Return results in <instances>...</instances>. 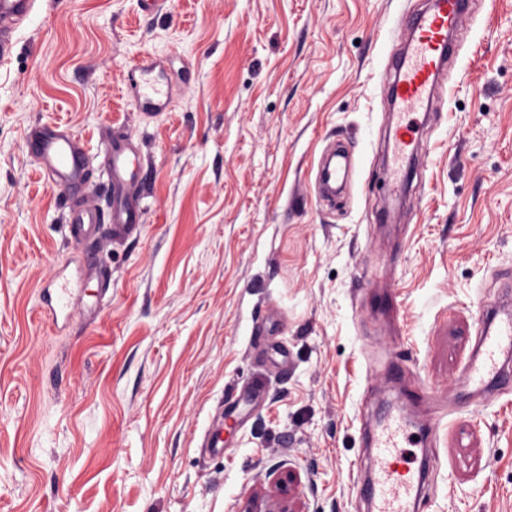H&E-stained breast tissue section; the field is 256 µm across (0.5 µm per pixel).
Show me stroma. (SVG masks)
<instances>
[{
	"label": "stroma",
	"mask_w": 512,
	"mask_h": 512,
	"mask_svg": "<svg viewBox=\"0 0 512 512\" xmlns=\"http://www.w3.org/2000/svg\"><path fill=\"white\" fill-rule=\"evenodd\" d=\"M425 2L36 0L0 65V512H241L286 470L303 512H370L361 432L388 407L437 427L409 455L433 459L422 512H512V387L461 382L512 280V0L468 20L470 77L415 115L428 153L393 208L383 72ZM138 61L181 88L152 118L126 87ZM36 122L139 156L142 230L101 252L91 321L40 305L82 247L26 152ZM254 382L265 400L226 430ZM216 432L220 455L201 446Z\"/></svg>",
	"instance_id": "35a3bbf8"
}]
</instances>
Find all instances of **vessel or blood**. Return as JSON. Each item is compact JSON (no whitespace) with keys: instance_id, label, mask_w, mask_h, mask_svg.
<instances>
[{"instance_id":"1","label":"vessel or blood","mask_w":512,"mask_h":512,"mask_svg":"<svg viewBox=\"0 0 512 512\" xmlns=\"http://www.w3.org/2000/svg\"><path fill=\"white\" fill-rule=\"evenodd\" d=\"M475 0H430L427 8L409 23L404 44L389 70V93L393 112L406 116L429 111L440 77L453 56V41ZM33 0H0V58L8 55L12 33L28 17ZM127 84L134 97L152 106L170 102L171 88L150 78L147 65L131 66ZM25 146L37 160L47 181L76 198L77 206L68 211L66 221L73 238L84 241L95 237L101 224H111L115 233L131 235L142 227V209L132 194L135 174L131 169L134 153L127 139L109 140L103 164L108 173L112 203L108 208L86 204L91 181L89 158L74 133L60 123H37L27 128ZM419 142L412 124L403 122L393 129L391 156L382 169L388 187L400 189L404 162L413 160ZM70 281H58L44 304L51 320L71 315ZM512 351V317L502 319L496 328L482 327L478 360L466 374L468 384H512V370L500 363L502 354ZM426 436L407 434L394 421L378 425L373 433L371 482L360 488L372 512H417L429 489V470L412 468L407 461L409 448L424 446Z\"/></svg>"}]
</instances>
